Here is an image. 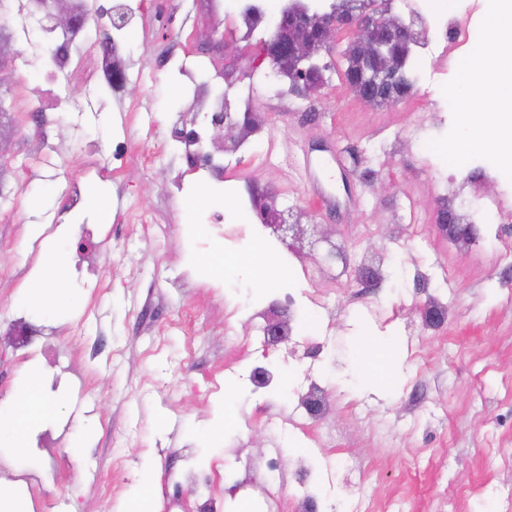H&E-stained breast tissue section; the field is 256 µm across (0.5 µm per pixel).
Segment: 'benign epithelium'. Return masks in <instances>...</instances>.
Returning a JSON list of instances; mask_svg holds the SVG:
<instances>
[{
  "label": "benign epithelium",
  "mask_w": 512,
  "mask_h": 512,
  "mask_svg": "<svg viewBox=\"0 0 512 512\" xmlns=\"http://www.w3.org/2000/svg\"><path fill=\"white\" fill-rule=\"evenodd\" d=\"M38 22L48 21L52 28L65 32H78L84 16L80 15L69 0H33ZM347 33L351 47L355 50L359 66L344 84L354 96L371 103L377 99L382 103H398V97L380 95V85L398 78L404 66L403 51L408 49L411 25L400 18L377 14L367 7L362 14L343 21L326 16L304 13L299 17L286 14L274 25L272 38L261 48L260 56L268 61L271 72L276 74L286 68L293 76L299 96L310 98L323 88L321 57L337 50L342 33ZM19 56L11 41L0 38V82L13 75L14 62ZM212 125L217 134L227 138L234 130L246 136L253 126L251 113H245L243 123H238L226 113H216ZM253 209L265 227L272 233L284 237L289 233H301L298 224H289L278 209L276 196L257 193L252 201ZM437 229L446 238L464 245L477 239V227L472 221L460 223L450 215L437 214ZM264 333L269 343L275 345L289 339L288 312L276 310L267 318Z\"/></svg>",
  "instance_id": "obj_1"
}]
</instances>
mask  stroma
<instances>
[{
    "label": "stroma",
    "mask_w": 512,
    "mask_h": 512,
    "mask_svg": "<svg viewBox=\"0 0 512 512\" xmlns=\"http://www.w3.org/2000/svg\"><path fill=\"white\" fill-rule=\"evenodd\" d=\"M133 6L112 31L131 89L84 90L61 81L0 83L15 122L0 170V409L31 379L55 402L41 430L55 443L0 439V485L26 512H129L152 483L154 512H296L298 472L308 465L320 512H356L353 486L382 512H502L512 495V181H495L482 155L453 162L441 150L462 126L487 127L473 95L456 112L446 59L431 96L396 105L357 100L325 55L326 86L306 112L271 96L259 41L211 55L215 34L237 38L223 0H97ZM212 60L196 91L208 111L220 84L253 81L257 134L224 153V185L191 171L172 131L193 115L178 106L182 65ZM47 113L48 138L27 135L25 105ZM312 152V180L288 163L296 143ZM96 149L97 167L82 156ZM278 197L300 223L335 227L349 264L318 267L255 216L251 192ZM501 195L498 216L477 196ZM474 216L478 238L461 246L433 227L437 207ZM171 227L144 234L142 219ZM44 225L42 235L31 227ZM97 224V268L79 264L81 227ZM224 235L235 261L225 276L201 239ZM272 266L253 271L256 248ZM374 268L370 283L356 279ZM41 274L50 289L32 287ZM439 302L443 327L421 310ZM292 308L288 342L271 346L266 317ZM36 329L6 340L11 320ZM318 389L328 413L301 418ZM280 496L270 500L269 466Z\"/></svg>",
    "instance_id": "obj_1"
}]
</instances>
